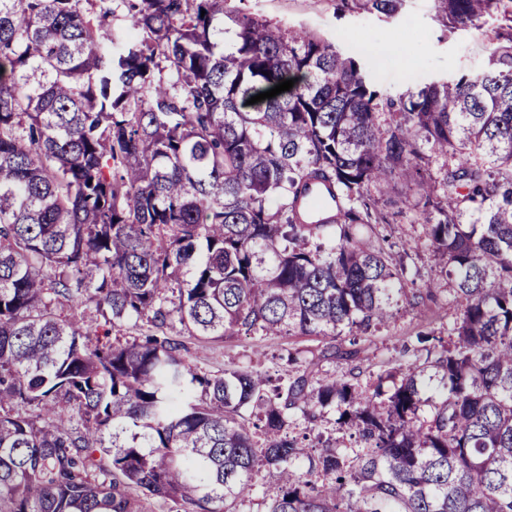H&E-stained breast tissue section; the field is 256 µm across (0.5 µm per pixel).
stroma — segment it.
Masks as SVG:
<instances>
[{"label": "stroma", "mask_w": 512, "mask_h": 512, "mask_svg": "<svg viewBox=\"0 0 512 512\" xmlns=\"http://www.w3.org/2000/svg\"><path fill=\"white\" fill-rule=\"evenodd\" d=\"M229 4L286 28H304L335 42L347 54L357 53L364 40H373V52L361 54L365 72L392 97L410 86L482 70L495 37L496 23L491 19L478 28L447 33L436 17L434 0H407L404 10L391 18L343 8L340 0H229ZM410 198V190H402L399 202L387 206L388 221L376 225L373 239L389 246L393 260L403 261L407 281L419 286L434 278L435 261ZM409 240L417 247L407 252L403 245ZM454 317L453 294L448 283H440L423 306L399 309L387 327L365 335L362 368L376 372L398 365L404 341L421 324L438 327ZM185 345L187 361L199 370L215 373L240 365L270 375L287 369L288 348L300 347L315 357L323 347L319 340L288 336H250L204 345L189 339Z\"/></svg>", "instance_id": "1"}]
</instances>
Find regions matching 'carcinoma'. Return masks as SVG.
<instances>
[{
    "label": "carcinoma",
    "mask_w": 512,
    "mask_h": 512,
    "mask_svg": "<svg viewBox=\"0 0 512 512\" xmlns=\"http://www.w3.org/2000/svg\"><path fill=\"white\" fill-rule=\"evenodd\" d=\"M121 2L116 54L112 0H0V512H244L263 471V512H512V0H435L450 34L498 20L487 67L396 98L224 0ZM403 177L453 284L446 330L365 383L187 362L175 323L353 362L432 298L364 235ZM77 295L155 333L96 340L57 313Z\"/></svg>",
    "instance_id": "carcinoma-1"
}]
</instances>
